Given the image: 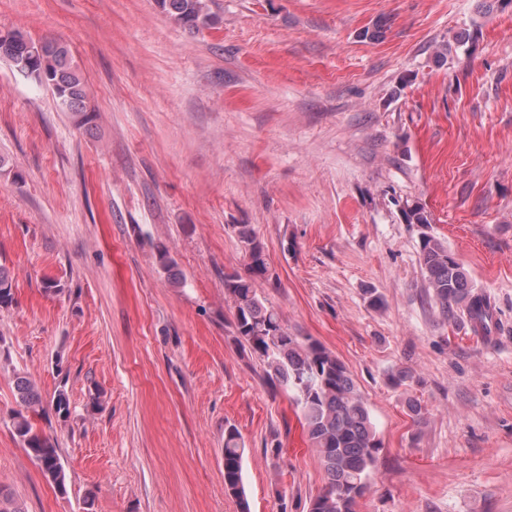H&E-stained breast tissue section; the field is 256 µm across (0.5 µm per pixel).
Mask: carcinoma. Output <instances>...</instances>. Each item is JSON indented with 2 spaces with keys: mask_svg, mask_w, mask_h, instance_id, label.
Returning a JSON list of instances; mask_svg holds the SVG:
<instances>
[{
  "mask_svg": "<svg viewBox=\"0 0 512 512\" xmlns=\"http://www.w3.org/2000/svg\"><path fill=\"white\" fill-rule=\"evenodd\" d=\"M176 24L191 32L211 26L215 15L210 0H156ZM0 56L10 60L24 78L48 87L59 106L70 113L74 125L91 122L87 111L86 80L69 47L56 40L34 42L20 31L0 37ZM407 224L431 223L430 214L417 203L406 204ZM242 245L245 273L224 274V296L233 310L234 342L243 352L260 360L267 382L286 391L304 420L308 441L324 468L327 482L309 498L304 512H354L357 501L370 490L383 442L372 413L346 365L310 336L288 330L280 314L267 307L257 284L268 280L264 244L249 224L232 225ZM419 260L430 306L441 318H457L488 329L491 307L475 291L463 264L438 237L423 232ZM13 301V278L0 265V307ZM15 389L22 409L11 417L15 435L39 464L43 473L65 488L66 472L54 441L37 432L27 412H36L41 399L32 381L16 377ZM244 440L237 428L224 430V489L240 512H250L246 498Z\"/></svg>",
  "mask_w": 512,
  "mask_h": 512,
  "instance_id": "carcinoma-1",
  "label": "carcinoma"
}]
</instances>
